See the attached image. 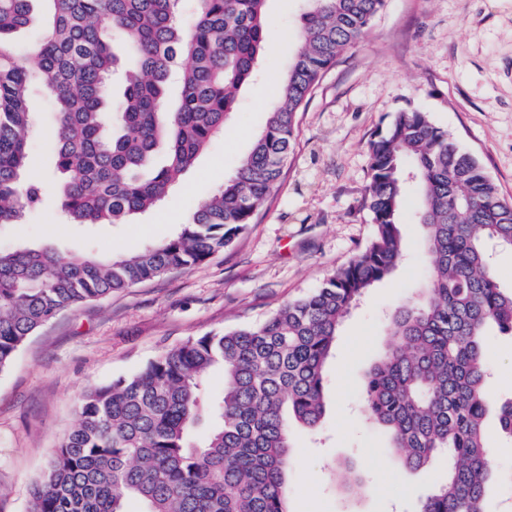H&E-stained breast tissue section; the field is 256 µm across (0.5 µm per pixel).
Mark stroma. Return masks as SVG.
<instances>
[{"mask_svg": "<svg viewBox=\"0 0 512 512\" xmlns=\"http://www.w3.org/2000/svg\"><path fill=\"white\" fill-rule=\"evenodd\" d=\"M307 0H268L282 32L267 41L258 85L284 76ZM246 87L223 135L155 209L126 224L63 226L55 190L54 114L34 94L28 135L41 205L21 224L0 226V249L48 244L64 257L88 246L129 253L169 237L198 203L231 177L272 109ZM418 109L485 167L512 202V0H386L364 38L324 75L297 116L296 143L266 205L211 258L67 310L31 336L0 372V512H27L33 481L76 419L77 396L107 384L191 337L254 325L289 300L318 288L371 239L362 206L370 178L368 142L395 113ZM415 196L402 220L407 260L377 284L343 322L326 363L325 434L294 429L287 472L290 512H413L440 470L401 471L387 440L359 413L364 375L386 347L385 315L421 276L422 228ZM490 384L512 397V337L491 332ZM494 435L497 467L487 512H512V440ZM361 486L347 491L337 469Z\"/></svg>", "mask_w": 512, "mask_h": 512, "instance_id": "obj_1", "label": "stroma"}]
</instances>
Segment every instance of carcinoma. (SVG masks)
<instances>
[{
  "mask_svg": "<svg viewBox=\"0 0 512 512\" xmlns=\"http://www.w3.org/2000/svg\"><path fill=\"white\" fill-rule=\"evenodd\" d=\"M0 0V36L42 25L36 66L0 44V224L41 204L31 171L29 96L51 100L58 203L69 224H125L155 208L237 111L269 32L267 0ZM385 0H312L303 14L277 102L234 176L199 203L174 234L131 255L88 249L69 259L49 246L0 250V372L60 313L224 250L284 175L296 118L324 73L359 42ZM121 97L109 89L121 58ZM180 93L169 105L172 65ZM363 200L374 235L311 293L263 322L189 338L137 372L85 388L77 419L36 480L29 512H288L290 427L322 432L324 367L341 324L405 256L402 209L414 176L423 226L422 280L387 315L389 345L365 374L361 411L387 436L398 465L437 459L444 479L414 512H485L494 448L493 410L512 439V398L488 388L487 331L512 336V289L492 248L512 249V203L483 166L428 113H397L369 143ZM222 374L215 396L210 377Z\"/></svg>",
  "mask_w": 512,
  "mask_h": 512,
  "instance_id": "carcinoma-1",
  "label": "carcinoma"
}]
</instances>
